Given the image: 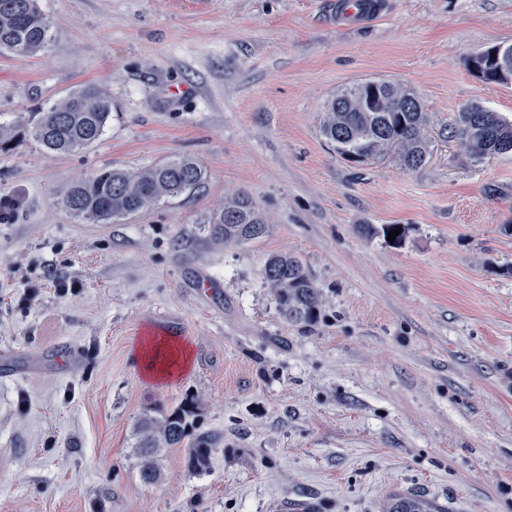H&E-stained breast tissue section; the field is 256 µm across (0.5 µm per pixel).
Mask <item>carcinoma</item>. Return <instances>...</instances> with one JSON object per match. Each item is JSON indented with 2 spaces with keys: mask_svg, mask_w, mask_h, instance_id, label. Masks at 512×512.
<instances>
[{
  "mask_svg": "<svg viewBox=\"0 0 512 512\" xmlns=\"http://www.w3.org/2000/svg\"><path fill=\"white\" fill-rule=\"evenodd\" d=\"M52 39L50 27L36 0H0V50L17 55L44 50ZM491 48L469 55L466 64L482 81L495 85L512 83V63L497 69ZM112 99L101 89L86 85L47 112H37L21 125L49 151H73L96 143L111 118ZM428 115L418 96L385 79H366L339 90L327 103L320 132L341 158L364 164L391 157L401 168L415 170L430 154ZM441 134L476 162L512 154V120L471 103L457 112ZM204 179L198 164L185 157L172 158L140 172L105 170L71 186L64 198L65 209L94 223H116L137 216L142 210L166 199L195 191ZM269 230L258 206L247 196L224 202L203 220L209 239L241 244ZM263 278L280 313L296 323L315 321L321 296L303 263L290 254H273L264 264ZM198 398L184 399L178 408L161 418L146 417L138 425L137 452L142 459L141 478L159 479L155 462L162 448H175L195 436L190 465L200 469L210 458L211 442L205 434L194 435L200 422ZM385 512H446L418 493L396 494Z\"/></svg>",
  "mask_w": 512,
  "mask_h": 512,
  "instance_id": "1",
  "label": "carcinoma"
}]
</instances>
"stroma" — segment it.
I'll return each mask as SVG.
<instances>
[{
	"mask_svg": "<svg viewBox=\"0 0 512 512\" xmlns=\"http://www.w3.org/2000/svg\"><path fill=\"white\" fill-rule=\"evenodd\" d=\"M38 3L54 38L0 53V125L85 84L112 117L82 150L0 152V512H385L414 491L512 512V155L478 164L438 138L409 172L349 163L320 133L327 101L368 78L417 94L436 130L472 102L512 118V84L466 66L512 45V0H385L355 26L324 23L325 0ZM170 157L202 168L194 193L116 224L62 205L100 170ZM242 194L268 233L209 240L202 221ZM274 253L319 289L312 324L279 312ZM149 336L187 365L148 375ZM190 394L208 466L165 448L144 483L139 419Z\"/></svg>",
	"mask_w": 512,
	"mask_h": 512,
	"instance_id": "stroma-1",
	"label": "stroma"
}]
</instances>
